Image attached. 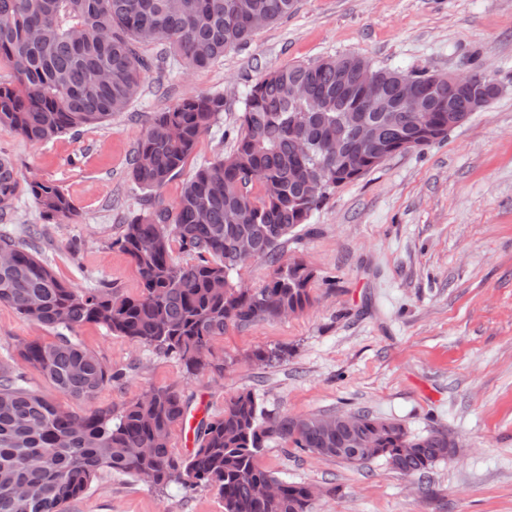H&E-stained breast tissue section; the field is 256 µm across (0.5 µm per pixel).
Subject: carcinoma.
<instances>
[{
  "instance_id": "carcinoma-1",
  "label": "carcinoma",
  "mask_w": 512,
  "mask_h": 512,
  "mask_svg": "<svg viewBox=\"0 0 512 512\" xmlns=\"http://www.w3.org/2000/svg\"><path fill=\"white\" fill-rule=\"evenodd\" d=\"M295 0H0V67L12 79H0V127L32 145L62 134L100 125L125 111L139 95L154 61L141 50L161 43L187 69L204 68L257 32L253 20L272 24L293 9ZM365 72L378 80L380 94L397 102L402 82L427 91L434 75L378 68L351 54L290 64L267 74L246 94L234 148L199 166L183 183L171 209L148 203L134 216L117 244L128 254L141 279L136 297L112 288L80 290L12 237L0 235V250L16 258L0 266V303L25 319L58 330L54 342L19 346L20 358L61 392L83 401L122 374L73 342L62 330L98 324L118 336L176 355L187 372L223 370L214 361L212 341L228 327L245 328L278 319L280 308L303 311L311 304L313 272L303 263H279L283 239L308 223L336 186L374 168L367 151L340 128L347 115L380 119L359 95L346 87L340 69ZM306 96L292 95L295 87ZM469 109L464 92L448 96L442 86L429 94L425 111L435 125L418 146L448 135V112ZM224 111L221 94H193L158 112L139 140L132 178L153 192L176 178L201 136ZM342 135L344 159L329 158L323 140ZM416 135L405 119L386 130L400 142ZM26 183L42 216L61 223L75 212L70 197L56 185L24 179L13 163L0 157V212L10 207ZM275 265L260 288H235L230 274L246 258ZM191 257L181 263L174 252ZM288 350L258 347L246 355L269 365ZM187 405L174 387L144 393L114 418L109 408L81 413L56 407L23 386L21 373L0 363V512H64L85 494L98 474L142 478L154 473L152 486L172 483L211 487L224 512H309L305 483L277 479L258 463L271 440L311 453L349 447L348 436L326 442L309 430L318 418L267 413L247 391L225 403L224 413L200 421L196 448L177 456L170 435ZM358 435L374 447L342 455L352 465L382 459L396 473L413 477L448 458V433L430 429L411 435L399 423L357 413ZM275 483L282 495L262 499L257 487Z\"/></svg>"
}]
</instances>
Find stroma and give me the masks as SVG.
I'll use <instances>...</instances> for the list:
<instances>
[{"mask_svg": "<svg viewBox=\"0 0 512 512\" xmlns=\"http://www.w3.org/2000/svg\"><path fill=\"white\" fill-rule=\"evenodd\" d=\"M359 54L402 71L482 68L501 88L447 138L396 154L336 188L283 241L281 262L314 273L312 304L281 320L228 327L212 346L223 371L190 375L172 354L86 324L70 339L122 372L92 402L58 391L39 371L25 384L62 409L120 413L146 391L179 389L189 412L214 418L249 391L290 416L373 415L420 435L447 430L454 453L422 478L383 460L350 465L269 442L259 464L278 479L311 485L310 512H512V0H297L288 17L208 67L174 61L152 69L138 97L99 126L34 146L0 128V155L22 176L61 187L72 219L47 222L27 192L0 215V232L37 252L79 289L137 295L134 263L115 241L145 209L131 177L137 142L156 113L195 93H220L224 110L178 178L156 191L174 206L185 179L228 154L248 88L288 64ZM54 330L0 304V361ZM287 349L274 365L251 350ZM68 512H223L214 490H158L102 473Z\"/></svg>", "mask_w": 512, "mask_h": 512, "instance_id": "obj_1", "label": "stroma"}]
</instances>
